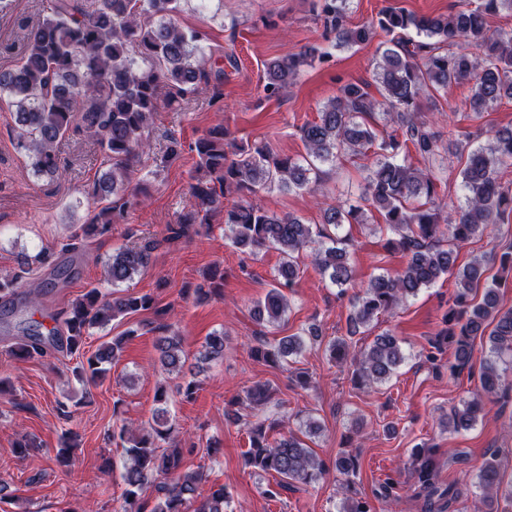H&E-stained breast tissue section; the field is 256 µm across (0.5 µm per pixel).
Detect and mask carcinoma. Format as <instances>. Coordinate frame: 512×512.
Wrapping results in <instances>:
<instances>
[{
    "mask_svg": "<svg viewBox=\"0 0 512 512\" xmlns=\"http://www.w3.org/2000/svg\"><path fill=\"white\" fill-rule=\"evenodd\" d=\"M348 0H314L313 9L325 35L333 36V47L367 44L382 32L390 39L376 63L375 81L383 100H376L364 82H346L336 97L322 106L319 120L300 128L306 155H278L260 144L241 145L237 158H228V129L216 126L194 142L199 158L194 183V204L179 217V233L193 224H205L218 209H224V224L231 242L250 251L273 248L282 261L264 299L254 306L252 318L259 327L251 352L269 363L286 362L300 355L307 343L321 336L320 327L310 325L299 334L269 340L265 329L280 323L289 309L287 292L295 286L299 254L310 250L315 267L342 298L354 280L349 234H340L348 224L384 225L395 234L390 244L406 264L395 274L372 278L349 301L348 333L355 335L379 315L397 307L441 278L455 280L451 304L443 316L444 328L428 342L426 358L448 346L454 351V371L478 370L480 390L448 413V427L455 432L472 428L489 402L507 403L509 389L499 363L512 355V308L500 303V288L512 278V249L455 267L456 248L503 224H512V186L502 183L501 169L512 163V128L498 130L486 147H471V135L455 143L465 158L459 189L464 206L455 223H448L436 205L437 187L443 180L444 147L441 134L422 113V99H434L451 85H472L469 117L479 119L504 98L512 99V31H491L488 17L502 10L512 13V0H479L477 6L461 2L447 14H417L385 7L371 21L347 25ZM178 0H55L51 13L31 26L24 50L15 67L0 71V100L14 114L18 146L38 177H54L59 171V144L71 131L87 133L112 164L95 181L92 195L101 201L123 191L129 180L130 162L149 148L148 129L158 110L159 90L165 85L171 101L191 94L208 78L207 58L201 47L202 34L172 21ZM467 48L452 50L455 42ZM138 53L149 66L142 68L133 57ZM328 53L308 47L276 58L265 65L267 97L288 93L302 67L324 61ZM373 152L375 161L365 169L368 208L347 202L323 210L320 224L301 217L270 212L255 197L275 187L314 192L320 182L318 164L335 166L346 157ZM421 158L418 168L412 156ZM142 189L137 188L116 206L102 207L93 218L77 227L59 251L42 249L24 255L23 265L63 270L59 255L77 250L84 240L101 237L112 225L126 221L138 206ZM236 195L239 202L224 206V197ZM151 245L124 246L105 263L106 279L115 288L107 296L89 288L61 313V328L48 331L56 346L78 354L93 328L138 311L155 308L154 299L119 291L142 274L150 262ZM498 263V273L489 274L488 261ZM159 363L168 374L183 373L186 355L182 339L168 324L158 326ZM102 344L77 367L81 380L94 383L106 373L123 337ZM487 340L488 351L480 364L473 362L476 340ZM330 358L350 362L352 379L358 386L389 380L405 360L399 338L386 331L362 351L350 354L344 337L329 341ZM44 353L37 330L16 343L14 354L30 358ZM224 357V334L207 337L196 357L197 371ZM248 407L271 404L275 391L257 384L246 392ZM155 410L148 429L122 425L119 436L126 443L122 463L125 485L124 512H143L140 498L147 489L157 503L151 512H226L227 493L219 487L194 510L199 471L181 470L175 443V428L167 410L168 390L157 388ZM249 436L245 462L254 469L276 473L279 481L267 485L264 494L274 499L296 483L312 484L322 475V465L300 436L289 432L269 438L273 425L264 420L243 423ZM413 484L424 495L427 512H444L459 492L454 484L436 481L433 462L421 453L410 463ZM342 486L349 489L359 472V457L347 453L336 459ZM482 512H498L499 499L512 501V483L501 479V463L493 451L479 470Z\"/></svg>",
    "mask_w": 512,
    "mask_h": 512,
    "instance_id": "obj_1",
    "label": "carcinoma"
}]
</instances>
